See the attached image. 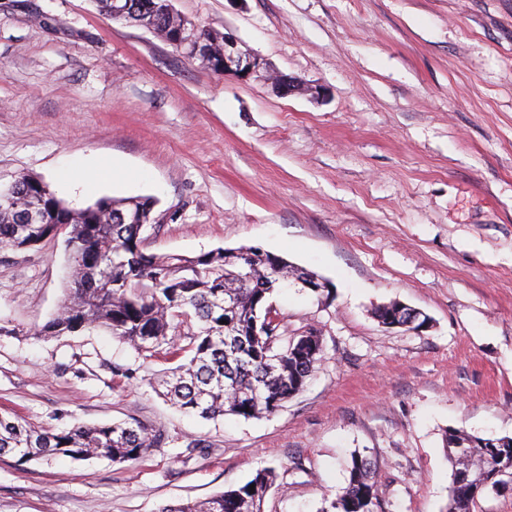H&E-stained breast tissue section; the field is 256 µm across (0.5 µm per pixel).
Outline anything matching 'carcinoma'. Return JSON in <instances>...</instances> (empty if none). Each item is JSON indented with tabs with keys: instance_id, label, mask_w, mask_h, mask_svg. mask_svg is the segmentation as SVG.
I'll return each mask as SVG.
<instances>
[{
	"instance_id": "carcinoma-1",
	"label": "carcinoma",
	"mask_w": 512,
	"mask_h": 512,
	"mask_svg": "<svg viewBox=\"0 0 512 512\" xmlns=\"http://www.w3.org/2000/svg\"><path fill=\"white\" fill-rule=\"evenodd\" d=\"M169 0H137L124 21L148 26L167 41L193 36L207 42L218 33L197 29L179 34ZM36 205L41 224H19L20 207ZM153 210L148 199L101 198L74 210L39 179L22 177L0 191V249L25 251L61 232L73 265L71 286L58 314L40 330L60 336L102 329L139 352L163 351L176 363L159 381L164 396L179 408L205 419L226 415L245 419L270 414L297 396L321 360V337L313 328L288 335L285 317L273 304L277 288L309 272L259 248L236 255L218 249L196 257L146 251L142 224H114L112 214L127 216ZM412 330L422 328V313L399 303L376 312ZM452 465L446 512H473L486 488L512 486V438L483 440L463 430L445 433ZM164 444L161 433L133 419L82 425L67 432L38 431L14 414L0 412V456L21 463L106 458L135 461ZM346 486L321 512H381L376 494L377 469L354 454ZM277 474L261 468L245 484L205 501L166 505L161 512H263ZM255 490H250V485Z\"/></svg>"
}]
</instances>
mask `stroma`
I'll return each mask as SVG.
<instances>
[{
    "instance_id": "35a3bbf8",
    "label": "stroma",
    "mask_w": 512,
    "mask_h": 512,
    "mask_svg": "<svg viewBox=\"0 0 512 512\" xmlns=\"http://www.w3.org/2000/svg\"><path fill=\"white\" fill-rule=\"evenodd\" d=\"M173 5L297 90L214 72L94 0H0V190L38 178L76 210L149 197L148 252L254 246L318 274L322 294L291 282L273 302L322 359L265 417L185 413L149 383L164 354L41 335L71 282L64 237L0 250V412L166 437L124 463L0 456V512H158L267 466L264 512H321L356 452L385 512H445V432L512 437V0ZM103 158L129 180L77 186ZM392 302L427 327H384Z\"/></svg>"
}]
</instances>
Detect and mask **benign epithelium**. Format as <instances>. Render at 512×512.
<instances>
[{
    "label": "benign epithelium",
    "instance_id": "benign-epithelium-1",
    "mask_svg": "<svg viewBox=\"0 0 512 512\" xmlns=\"http://www.w3.org/2000/svg\"><path fill=\"white\" fill-rule=\"evenodd\" d=\"M217 48L220 49L218 53L221 54L224 73L241 76L245 79L269 81L275 91L282 96L295 92L296 85L291 78L283 75L269 76L261 59L253 54L241 52L238 49L237 41L230 36L224 37V41L221 43L217 41L206 43L199 40L188 49V54L194 56L200 52L211 58L218 54L215 52Z\"/></svg>",
    "mask_w": 512,
    "mask_h": 512
}]
</instances>
